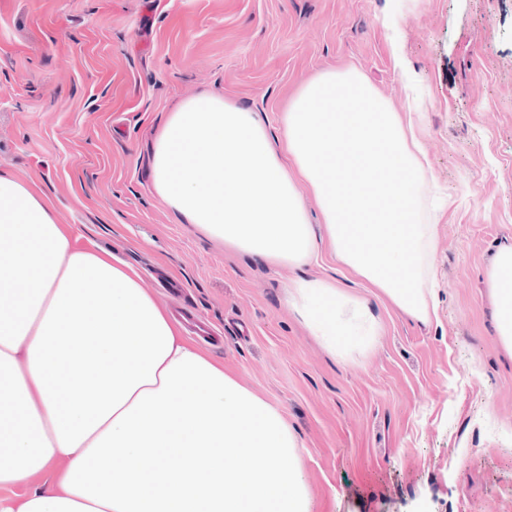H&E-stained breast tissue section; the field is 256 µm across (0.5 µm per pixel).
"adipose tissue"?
I'll list each match as a JSON object with an SVG mask.
<instances>
[{
  "label": "adipose tissue",
  "mask_w": 512,
  "mask_h": 512,
  "mask_svg": "<svg viewBox=\"0 0 512 512\" xmlns=\"http://www.w3.org/2000/svg\"><path fill=\"white\" fill-rule=\"evenodd\" d=\"M280 123L275 138L222 96L183 101L152 145L156 195L274 270L309 264L323 224L330 255L371 289L293 282V312L332 356L373 350L382 323L370 300L430 323L448 200L411 119L350 69L303 84ZM487 287L512 354V245L495 252ZM64 341L91 356L68 388ZM302 450L280 409L183 336L127 263L80 246L35 184L0 173V487L57 475L0 498V512H310Z\"/></svg>",
  "instance_id": "obj_1"
}]
</instances>
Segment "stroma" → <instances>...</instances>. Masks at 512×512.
I'll return each instance as SVG.
<instances>
[{"label": "stroma", "mask_w": 512, "mask_h": 512, "mask_svg": "<svg viewBox=\"0 0 512 512\" xmlns=\"http://www.w3.org/2000/svg\"><path fill=\"white\" fill-rule=\"evenodd\" d=\"M351 67L412 114L448 211L436 321L381 310L374 351L343 362L289 307L294 270L158 198L150 146L204 92L279 133L302 84ZM0 171L212 322L200 348L303 442L310 512H512V357L485 288L512 244V0H0Z\"/></svg>", "instance_id": "obj_1"}]
</instances>
